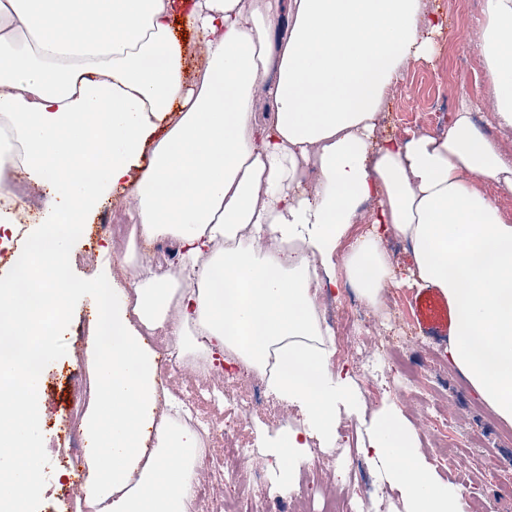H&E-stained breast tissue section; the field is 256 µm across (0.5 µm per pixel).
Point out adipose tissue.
Segmentation results:
<instances>
[{
  "instance_id": "ef3b65f1",
  "label": "adipose tissue",
  "mask_w": 512,
  "mask_h": 512,
  "mask_svg": "<svg viewBox=\"0 0 512 512\" xmlns=\"http://www.w3.org/2000/svg\"><path fill=\"white\" fill-rule=\"evenodd\" d=\"M176 2L0 0V121L46 190L34 214L0 180V240L36 227L22 256L28 287L0 284V488L10 492L0 512H26L39 481V370L74 289L68 245L119 188L136 200L132 238L174 240L180 258L160 272L126 249L116 263L134 272L130 292L102 287L93 301V449L79 493L94 512H190L203 439L159 393L148 335L191 359L232 350L299 409L303 426L266 443L275 489L292 487L310 438L334 448L355 393L330 367L314 291L342 271L378 301L400 278L383 249L389 232L411 245L407 285L438 290L454 311L449 362L512 424V222L474 184L512 195V160L467 106L443 137L378 136L387 88L431 58L442 32L428 0H193L183 14ZM177 15L202 49L193 80ZM484 17L495 119L512 129V0H484ZM150 136L149 162L136 167ZM367 199L371 231L340 252ZM363 454L406 512H458L395 411L377 413Z\"/></svg>"
}]
</instances>
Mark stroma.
I'll return each instance as SVG.
<instances>
[{
    "label": "stroma",
    "mask_w": 512,
    "mask_h": 512,
    "mask_svg": "<svg viewBox=\"0 0 512 512\" xmlns=\"http://www.w3.org/2000/svg\"><path fill=\"white\" fill-rule=\"evenodd\" d=\"M431 6L444 23L438 38V50L429 60L410 63L403 77L387 91L388 109L378 119L380 137L406 139L414 135L441 136L447 125L424 122L405 123L406 107L418 112L442 110L456 115L465 102L475 106L474 118L490 137L503 139L512 152V132L501 133L495 119V99L486 74L480 50L484 0H431ZM127 238L121 233L100 238L82 235L73 240L71 277L77 287L67 305L65 331L56 343L59 375L42 382V426L36 440L42 450L39 484L28 502V512H71V497L76 494L85 474L84 460H59V435L71 426L70 406L74 376L88 377L87 338L95 326L91 304L98 288L105 283L126 288L127 277L112 275L113 253L125 250ZM417 289L399 285L385 289L378 305H366L370 317L368 327L341 336H334L336 356L330 360L332 370L348 372L356 391L353 412H340L337 438L350 441L354 448L368 445L371 427L379 409L395 407L410 426L415 444L427 463H434L436 450L430 421L433 410L447 413L462 439L458 453L470 457L468 476L452 471L436 470V477L457 498L459 512H512V425L498 420L471 385L448 361L445 340L424 332L412 316L410 303ZM427 365V386L436 394L435 406L410 391L400 375L386 360L389 349ZM376 370L380 388L368 392L364 385L367 369ZM159 390H166L180 399L192 401L197 418L204 424L221 428L234 426L243 452L234 461L238 480L252 503L253 512H264L266 497L272 494L271 474L260 449L264 439L283 427L298 426L302 418L293 406L278 401L271 391H264L262 403L246 415L230 411L227 404L214 400L201 388L199 375L192 362H185L181 371L157 376ZM207 461L194 478L207 487L209 495L199 500L200 512H211L213 500L223 498L226 485L215 480V471L224 463L222 441H210ZM294 488L304 489L309 512H322L331 498L345 496L362 499L361 485L350 471L348 461L312 442L310 453L299 462Z\"/></svg>",
    "instance_id": "1"
}]
</instances>
